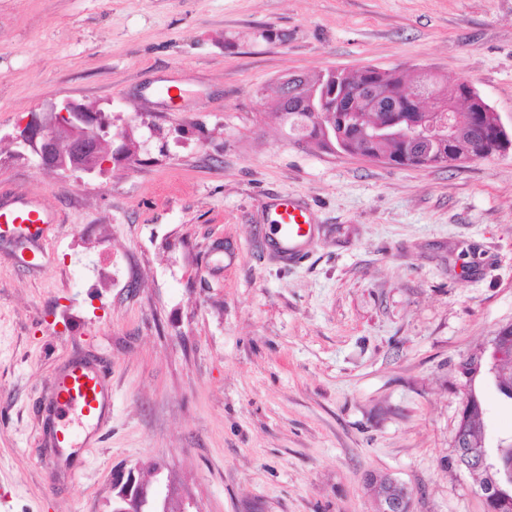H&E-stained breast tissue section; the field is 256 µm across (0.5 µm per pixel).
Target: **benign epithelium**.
Returning a JSON list of instances; mask_svg holds the SVG:
<instances>
[{"instance_id": "1", "label": "benign epithelium", "mask_w": 512, "mask_h": 512, "mask_svg": "<svg viewBox=\"0 0 512 512\" xmlns=\"http://www.w3.org/2000/svg\"><path fill=\"white\" fill-rule=\"evenodd\" d=\"M435 92L429 87L413 94L403 93L383 101L374 111L382 119L374 126L377 132L418 145L428 140L450 146L448 166L459 167L475 161L470 154H460L451 148L455 144L459 112L455 102L435 105ZM474 123L485 121V113L494 116L498 153L512 149V134L499 113L488 106L475 108ZM112 136V115L83 103L65 100L53 106L50 113L33 114L19 126L12 143L20 155L32 154L38 169L44 173H80L87 178L103 174L114 162H125L122 147L108 151L106 139ZM488 369L495 382L505 380L503 373L512 368V324L500 327L490 341V352H480L462 360L457 371L468 389L454 437L456 463L467 471H479L484 479L479 491L484 512H512V440H502L496 447H473L470 429V411L479 405L469 388L482 369ZM113 512H160L173 505L176 512H193V503L176 498L173 489L161 482L145 487L139 469H120L114 475ZM412 490L388 476L383 480L379 500L380 512H412Z\"/></svg>"}]
</instances>
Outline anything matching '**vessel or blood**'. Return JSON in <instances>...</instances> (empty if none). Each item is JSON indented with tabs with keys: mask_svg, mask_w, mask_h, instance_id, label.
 Segmentation results:
<instances>
[{
	"mask_svg": "<svg viewBox=\"0 0 512 512\" xmlns=\"http://www.w3.org/2000/svg\"><path fill=\"white\" fill-rule=\"evenodd\" d=\"M61 215L31 195L0 194V240L27 245L33 255H45L51 225L61 223ZM268 228L275 249L286 261L297 260L312 231L309 210L291 198L281 199L268 216ZM51 411L58 416L78 413L94 439L112 412V387L101 368L76 362L55 380Z\"/></svg>",
	"mask_w": 512,
	"mask_h": 512,
	"instance_id": "obj_1",
	"label": "vessel or blood"
}]
</instances>
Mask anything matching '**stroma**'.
I'll return each mask as SVG.
<instances>
[{
  "label": "stroma",
  "mask_w": 512,
  "mask_h": 512,
  "mask_svg": "<svg viewBox=\"0 0 512 512\" xmlns=\"http://www.w3.org/2000/svg\"><path fill=\"white\" fill-rule=\"evenodd\" d=\"M364 66L469 82L512 128V0H0V193L61 213L43 268L0 242V512H111L152 462L199 512H484L454 463L460 361L512 324V151L384 165L295 145L286 74ZM72 99L138 127L139 164L45 175L9 137ZM307 205L306 259L267 206ZM113 263L116 281L98 270ZM112 374L93 448L55 450V376ZM487 446L512 401L478 381ZM382 483L380 512H412L413 492L407 485L389 475Z\"/></svg>",
  "instance_id": "stroma-1"
}]
</instances>
